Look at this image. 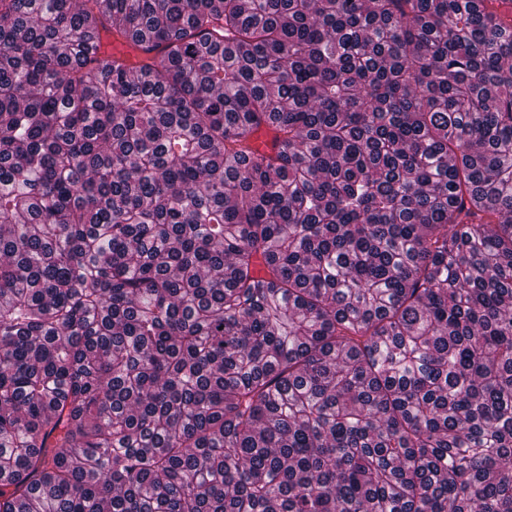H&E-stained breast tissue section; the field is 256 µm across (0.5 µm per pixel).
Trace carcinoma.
I'll return each mask as SVG.
<instances>
[{"mask_svg": "<svg viewBox=\"0 0 512 512\" xmlns=\"http://www.w3.org/2000/svg\"><path fill=\"white\" fill-rule=\"evenodd\" d=\"M3 476L512 512V0H0ZM146 57L141 47L132 46L121 40L112 39V35L104 31L97 44V49L91 56L93 62L89 63L92 68H100L112 60L126 59L134 56Z\"/></svg>", "mask_w": 512, "mask_h": 512, "instance_id": "carcinoma-1", "label": "carcinoma"}]
</instances>
